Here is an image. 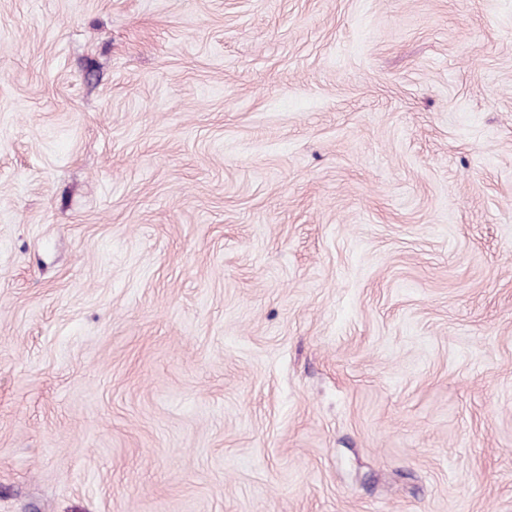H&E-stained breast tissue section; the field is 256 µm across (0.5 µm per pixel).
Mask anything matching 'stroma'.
I'll return each mask as SVG.
<instances>
[{"mask_svg": "<svg viewBox=\"0 0 512 512\" xmlns=\"http://www.w3.org/2000/svg\"><path fill=\"white\" fill-rule=\"evenodd\" d=\"M0 512H512V0H0Z\"/></svg>", "mask_w": 512, "mask_h": 512, "instance_id": "1", "label": "stroma"}]
</instances>
